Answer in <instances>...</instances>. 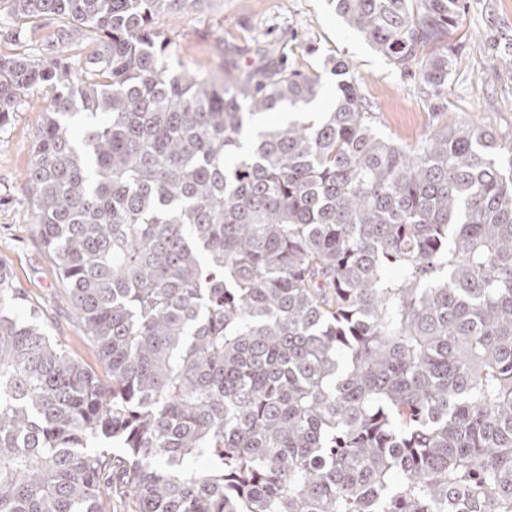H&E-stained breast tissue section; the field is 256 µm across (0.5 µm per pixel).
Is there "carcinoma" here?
<instances>
[{"label":"carcinoma","mask_w":512,"mask_h":512,"mask_svg":"<svg viewBox=\"0 0 512 512\" xmlns=\"http://www.w3.org/2000/svg\"><path fill=\"white\" fill-rule=\"evenodd\" d=\"M205 0H0V128L49 104L33 223L101 369L0 266V512H512V141L379 135L349 75L169 72ZM439 95L465 0H328ZM116 442L123 454L109 451ZM203 459L202 468L192 462ZM56 29L55 23L51 19L37 21L30 29L28 42L14 43L0 40V54L9 55H29L33 57L36 49L44 44Z\"/></svg>","instance_id":"1"}]
</instances>
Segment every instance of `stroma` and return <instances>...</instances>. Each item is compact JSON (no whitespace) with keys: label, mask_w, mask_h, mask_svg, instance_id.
<instances>
[{"label":"stroma","mask_w":512,"mask_h":512,"mask_svg":"<svg viewBox=\"0 0 512 512\" xmlns=\"http://www.w3.org/2000/svg\"><path fill=\"white\" fill-rule=\"evenodd\" d=\"M466 3L462 27L448 39L461 64L434 104L421 94L417 79L373 50L327 0H208L197 13L162 20L161 26L177 40L178 53L169 61L174 70L186 65L206 73L220 66L234 75L283 59L293 68L320 73L322 90L308 106L312 112L332 104L338 79L326 72L325 62L342 58L359 82L376 130L401 144H414L451 122L477 121L512 133V63L501 61L505 48H512V0ZM47 98L42 90L30 93L0 129V265L25 291L19 316L36 312L75 358L95 367L98 356L80 337L24 186Z\"/></svg>","instance_id":"stroma-1"}]
</instances>
